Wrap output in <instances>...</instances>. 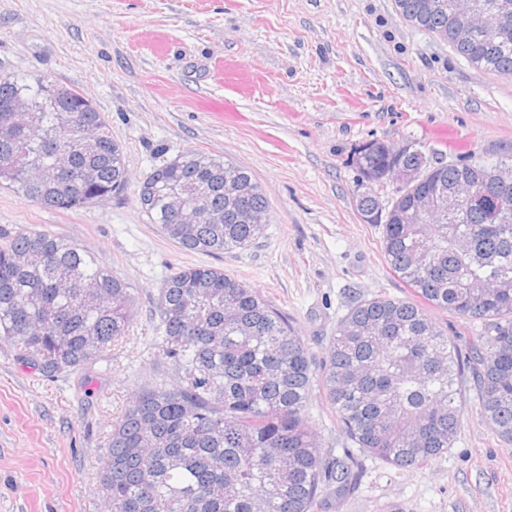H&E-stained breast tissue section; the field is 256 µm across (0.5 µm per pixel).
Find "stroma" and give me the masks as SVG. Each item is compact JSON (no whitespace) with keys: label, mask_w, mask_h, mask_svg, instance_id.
<instances>
[{"label":"stroma","mask_w":512,"mask_h":512,"mask_svg":"<svg viewBox=\"0 0 512 512\" xmlns=\"http://www.w3.org/2000/svg\"><path fill=\"white\" fill-rule=\"evenodd\" d=\"M49 75L104 116L125 152L124 193L59 211L0 187V235L47 230L134 288L124 338L87 371L51 379L0 340V512H102L113 421L172 371L153 341L175 270L214 266L285 312L315 361L358 300L407 297L382 228L355 206L354 146L419 142L446 162L512 160V79L415 28L395 0H0V75ZM203 152L248 170L268 202L244 250L182 249L138 200L154 166ZM512 512V443L467 392L452 448L423 467L363 461L337 512Z\"/></svg>","instance_id":"stroma-1"}]
</instances>
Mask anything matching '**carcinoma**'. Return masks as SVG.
Masks as SVG:
<instances>
[{
  "label": "carcinoma",
  "instance_id": "1",
  "mask_svg": "<svg viewBox=\"0 0 512 512\" xmlns=\"http://www.w3.org/2000/svg\"><path fill=\"white\" fill-rule=\"evenodd\" d=\"M395 0L402 18L434 34L473 66L512 79V0H478L503 8L499 35L455 37L448 12ZM46 76H0V120L14 98L32 112L0 135V184L25 201L68 211L124 192V149L101 113L71 88L65 103ZM67 175L43 170L57 154ZM430 165L422 166L423 160ZM461 163L423 157L413 141L387 149L370 140L350 163L382 186L397 168L424 167L420 189L437 197L471 178ZM235 168L241 204L267 214L251 173L200 152L151 170L138 199L157 230L181 248L210 255L246 249L264 224L232 217L223 224H175L167 193L202 188L209 212L224 214V169ZM411 190L398 188L387 213L375 191L356 196L360 215L382 225L383 252L411 297L354 303L338 322L327 357L316 366L288 316L258 291L213 266L180 268L157 299L153 341L172 362L169 377L145 385L112 425L101 474L107 512H329L357 485V458H331L310 421L313 387L347 441L386 465L432 463L452 447L462 420V391L475 390L480 419L512 442V196L491 224L480 208L454 218L437 207L420 224H403ZM136 307L133 289L76 244L48 231H19L0 244V340L46 377L92 366L125 335ZM480 320L467 355L428 309Z\"/></svg>",
  "mask_w": 512,
  "mask_h": 512
}]
</instances>
